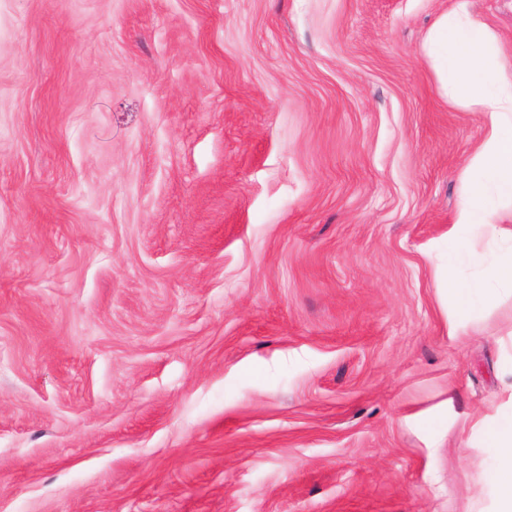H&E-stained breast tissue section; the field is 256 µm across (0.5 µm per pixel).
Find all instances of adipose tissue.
<instances>
[{"mask_svg":"<svg viewBox=\"0 0 512 512\" xmlns=\"http://www.w3.org/2000/svg\"><path fill=\"white\" fill-rule=\"evenodd\" d=\"M420 51L430 61L441 92L451 93L485 121V135L464 171L471 191L448 229L449 241L461 243L475 228L494 224L498 211L492 197L512 201V82L502 76L493 31L485 22L469 19L467 0L437 18ZM469 261L478 270L470 279L459 280L451 267L442 272L455 298L448 321L452 337L475 304L512 291V230L503 234L495 261L475 249ZM477 425L496 461L490 480L498 490L499 512H512V414L483 418Z\"/></svg>","mask_w":512,"mask_h":512,"instance_id":"obj_1","label":"adipose tissue"}]
</instances>
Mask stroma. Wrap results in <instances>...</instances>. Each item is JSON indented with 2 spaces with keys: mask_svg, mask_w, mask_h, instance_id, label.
Returning <instances> with one entry per match:
<instances>
[{
  "mask_svg": "<svg viewBox=\"0 0 512 512\" xmlns=\"http://www.w3.org/2000/svg\"><path fill=\"white\" fill-rule=\"evenodd\" d=\"M456 0H0V512H496L512 294L449 337ZM512 77V0H471Z\"/></svg>",
  "mask_w": 512,
  "mask_h": 512,
  "instance_id": "1",
  "label": "stroma"
}]
</instances>
